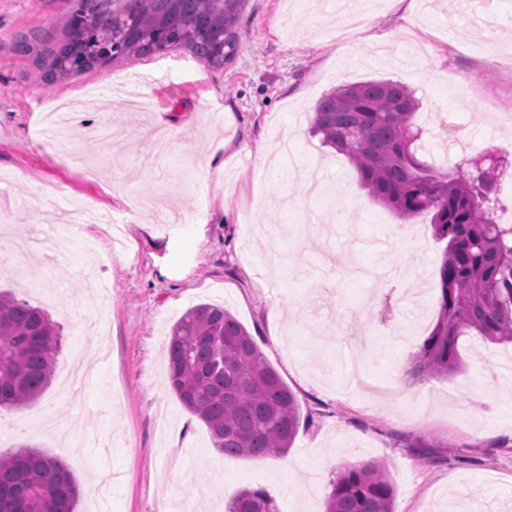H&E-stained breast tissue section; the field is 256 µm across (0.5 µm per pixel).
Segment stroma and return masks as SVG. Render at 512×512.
Here are the masks:
<instances>
[{
    "mask_svg": "<svg viewBox=\"0 0 512 512\" xmlns=\"http://www.w3.org/2000/svg\"><path fill=\"white\" fill-rule=\"evenodd\" d=\"M344 4L370 22L339 45L326 30ZM75 9L0 0V289L60 325L56 375L90 379L80 402L55 382L34 406L0 411V455L35 445L61 460L78 512H225L244 488L280 512H325L337 473L371 460L388 468L394 512H512V377L500 371L512 344L463 337L456 374L412 381L445 244L309 134L322 95L391 79L420 102L421 160L451 167L433 147L439 127L512 160V0H246L224 67L172 47L42 83L35 60L66 40ZM89 89L97 109L69 140L48 137L45 114ZM101 126L133 150L95 156L86 131ZM215 139L231 142L221 166ZM78 150L89 168L71 165ZM67 203L113 222H43ZM52 262L66 276L53 291ZM92 273L109 285L99 304ZM200 302L248 329L312 416L285 456L222 454L170 389V330Z\"/></svg>",
    "mask_w": 512,
    "mask_h": 512,
    "instance_id": "1",
    "label": "stroma"
}]
</instances>
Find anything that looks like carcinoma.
<instances>
[{
  "label": "carcinoma",
  "instance_id": "carcinoma-1",
  "mask_svg": "<svg viewBox=\"0 0 512 512\" xmlns=\"http://www.w3.org/2000/svg\"><path fill=\"white\" fill-rule=\"evenodd\" d=\"M116 1L78 0L77 12L123 29L109 41L108 58L142 56L157 43L184 45L212 67L238 50L239 17L246 0H134L121 24L108 11ZM98 36H69L40 74L49 84L97 67ZM419 100L406 85L385 79L342 86L317 102L310 134L344 156L369 195L403 218L431 215L435 238L447 241L438 270L439 314L413 356V379L448 377L459 367L458 342L476 334L492 344L512 343V224L496 219L497 184L464 162L448 173L416 156L414 124ZM61 346L57 324L38 307L0 293V409L35 404L51 383ZM169 385L187 411L208 428L223 454L249 459L284 455L300 426L294 392L269 364L253 337L228 310L211 303L189 308L168 342ZM28 490L38 492L34 512H77L79 489L60 460L23 447L0 459V512ZM395 488L384 464L346 467L331 483L326 512H393ZM226 512H279L263 489H243Z\"/></svg>",
  "mask_w": 512,
  "mask_h": 512
}]
</instances>
